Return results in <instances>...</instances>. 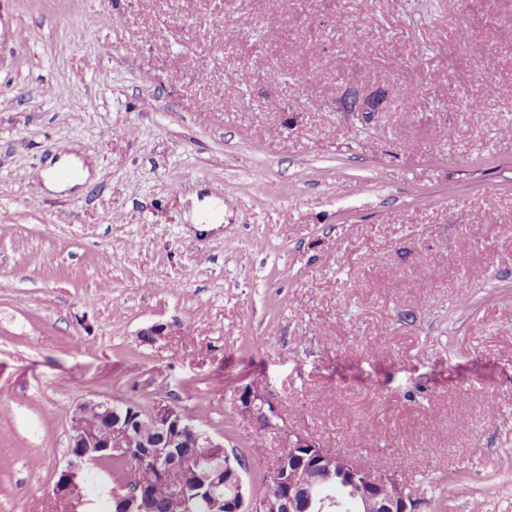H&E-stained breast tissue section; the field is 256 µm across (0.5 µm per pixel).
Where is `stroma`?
Wrapping results in <instances>:
<instances>
[{
	"mask_svg": "<svg viewBox=\"0 0 512 512\" xmlns=\"http://www.w3.org/2000/svg\"><path fill=\"white\" fill-rule=\"evenodd\" d=\"M211 9L0 0V512H50L89 399L204 408L260 490L251 383L417 512H512V0ZM74 171L71 177H64L62 172ZM87 177V172L82 170V162L74 157L62 159L54 165L47 167L42 172L45 187L50 191L61 192L81 184Z\"/></svg>",
	"mask_w": 512,
	"mask_h": 512,
	"instance_id": "35a3bbf8",
	"label": "stroma"
}]
</instances>
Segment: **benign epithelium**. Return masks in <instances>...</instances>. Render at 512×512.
<instances>
[{
    "mask_svg": "<svg viewBox=\"0 0 512 512\" xmlns=\"http://www.w3.org/2000/svg\"><path fill=\"white\" fill-rule=\"evenodd\" d=\"M176 334L172 325L157 322L140 331L143 342L156 345ZM236 411L256 428L276 434L280 452L262 474V492L253 493L245 480V468L236 455L200 426L197 417L165 399L153 403L145 419L127 423L135 414L132 405L108 400H88L79 404L70 418L67 465L59 472L52 491L75 503L80 499L77 482L80 470L96 466L115 455L130 459L135 466L153 465L163 475L190 478L204 463H217L224 470V484L231 490V512H265L272 502L279 512H346L355 504L356 512H416L410 486L395 474L372 470L354 459L325 448L308 436L288 428L279 405L257 384L242 389ZM95 414L109 422V432L99 435L86 427L85 418ZM187 448H207L203 460L185 452ZM122 503L121 512H151L148 498L136 484V471L113 493Z\"/></svg>",
    "mask_w": 512,
    "mask_h": 512,
    "instance_id": "7a95c632",
    "label": "benign epithelium"
}]
</instances>
